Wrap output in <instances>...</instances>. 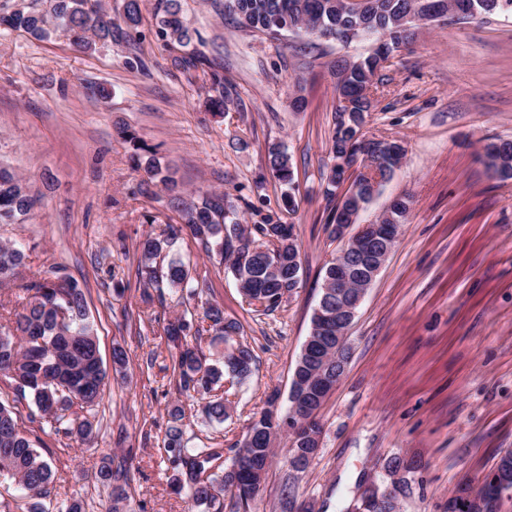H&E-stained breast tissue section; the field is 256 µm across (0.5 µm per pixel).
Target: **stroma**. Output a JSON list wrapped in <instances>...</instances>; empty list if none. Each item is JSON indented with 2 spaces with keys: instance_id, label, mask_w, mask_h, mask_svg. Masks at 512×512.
Masks as SVG:
<instances>
[{
  "instance_id": "stroma-1",
  "label": "stroma",
  "mask_w": 512,
  "mask_h": 512,
  "mask_svg": "<svg viewBox=\"0 0 512 512\" xmlns=\"http://www.w3.org/2000/svg\"><path fill=\"white\" fill-rule=\"evenodd\" d=\"M153 3L143 0L141 40L94 52L61 30L46 40L0 31V165L38 199L26 221L0 224V241L21 244L30 271L78 281L108 367L91 446L31 420L32 399L10 380H0V403L36 447L53 450V498L82 499L86 512L112 508L98 477L106 459L134 474L132 512H201L171 489L163 451L168 411L187 402L163 327L183 307L137 275L138 241L179 215L162 185L141 192L145 173L122 130L153 148L186 194H226L246 218L255 207L274 210L298 236L302 284L270 315L252 311L190 233L177 241L175 252L205 275L206 298L240 323L237 340L257 358L247 381H227L224 423L187 411L188 438L237 449L271 393L287 407L325 268L343 247L329 235L324 197L338 106L326 64L366 54L368 43H324V60L304 68L303 35L271 40L222 18L212 0H183L200 51L224 66L229 100L216 113L209 82L172 68L182 49L155 38ZM136 56L144 68L128 66ZM381 75L364 132L398 140L405 157L357 221L372 223L398 197L408 201L406 219L347 331L345 374L318 414V455L298 475L274 459L246 512H281L287 490L313 512H346L393 454L424 465L403 512H448L459 482L480 488L512 449V179L490 177L482 158L485 143L512 140V13L418 28ZM278 143L297 186L291 209L268 161ZM116 342L130 357L123 374L111 368Z\"/></svg>"
}]
</instances>
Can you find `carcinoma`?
I'll list each match as a JSON object with an SVG mask.
<instances>
[{
  "label": "carcinoma",
  "instance_id": "1",
  "mask_svg": "<svg viewBox=\"0 0 512 512\" xmlns=\"http://www.w3.org/2000/svg\"><path fill=\"white\" fill-rule=\"evenodd\" d=\"M372 6L356 12L349 0H220L215 7L229 20L278 40L285 32L302 33L318 40H338L348 44L354 40L377 38L371 52L352 61L339 60L333 65L336 92L340 99L336 109L332 136L333 155H348L349 162L364 164L358 155L359 146L351 143L350 125L357 114L373 109L370 87L378 72L384 69V55L406 44L415 28L422 23L446 24L491 15L498 11H512V0H430L438 6L434 12L422 8L424 0H371ZM154 11L158 19V35L187 47L192 36L184 25L181 0H155ZM141 0H124L122 14L114 18L101 0H46L40 11L21 6L0 13V27L22 30L37 40L50 38L57 28L76 38L75 45L84 51H95L114 42L129 41L140 24ZM173 65L184 71L211 67L209 59L192 50L173 59ZM211 91L209 106L219 111L224 107V78L209 72ZM134 150L148 154L144 172L143 191L159 180L171 196L182 224H167L156 235H148L138 242L140 264L137 274L147 285L165 284L180 294L187 305L200 298L201 290L196 267L189 260L171 257L163 266L157 258L171 248L183 230L201 241L209 253L216 252L225 261L238 288L254 311L269 315L279 308L301 282L302 261L297 239L288 234V225L275 213L260 215L254 224L241 221L239 208L224 194H204L187 199L182 186L167 173L160 161L139 138L125 133ZM500 149L494 152V143L484 147L488 169L499 178H512V141L500 140ZM270 165L275 177L284 185L293 183V171L285 150L273 146L269 150ZM378 178L385 180L394 173L391 156L381 152L371 154ZM340 178L336 170L327 175L325 196L338 199L328 216L330 235L336 236L333 225L341 208L358 210L370 198L358 190L356 194L336 197ZM35 205L21 179L0 167V224L24 222ZM407 212L406 201L385 210L383 224H401ZM24 252L10 243L0 247V284L22 279V311L15 314L13 326L0 332V378L17 384L21 396L32 397L39 418L50 430L66 438L91 443L97 432L96 408L99 407L106 385L107 371L99 354L96 329L88 313L84 289L66 276L54 279L24 275ZM367 268L362 256L350 259V280L365 284ZM357 289L322 292L311 319L310 335L318 337L297 361L288 395L289 406L296 413L309 417L322 406L312 394L299 399L295 389H310L321 375H336V332L318 331L321 315L353 306ZM204 320L209 328L195 323V314L186 309L167 323L164 333L176 349L173 372L176 389L182 396L195 398L200 411L209 423H224L230 416L229 406L222 397L212 394L214 386L224 375L242 381L250 376L256 365L252 350L244 344H232L239 335L240 324L224 316L217 302L207 301L203 306ZM212 331L214 338L229 344L222 356L207 357L202 350L204 332ZM170 425L165 433L164 450L171 471L170 483L178 491H185L196 507L213 512H224V493L231 494V508L238 509L248 503L258 490L268 467L273 462L272 445L277 436L287 438L284 456L299 452L310 456L303 466L308 469L318 454V448L301 438L283 432L285 418L272 416L263 410L255 418L243 445L230 462L224 460V449L203 445L188 447L184 438L182 406L174 405L169 411ZM382 474L378 483L365 495L367 506L363 512H398V503L413 493L422 462L413 457L391 455L380 464ZM496 478L512 484V450L505 451L496 462ZM104 483L112 486V512L126 509V486L131 481L130 470L120 466H102L99 472ZM10 482L25 492L29 499L27 512H86L80 499H64L49 508L44 500L51 497L54 471L51 458L35 447L28 432L19 423L17 414L0 403V483ZM393 494H386L388 485ZM469 484L457 485L448 498V512H472Z\"/></svg>",
  "mask_w": 512,
  "mask_h": 512
}]
</instances>
